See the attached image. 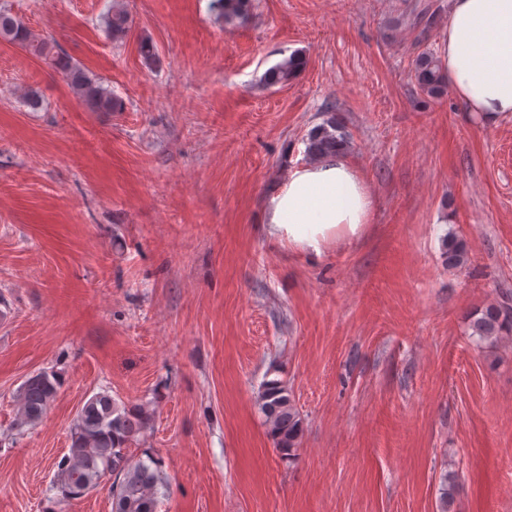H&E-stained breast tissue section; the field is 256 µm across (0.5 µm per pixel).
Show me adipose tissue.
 Returning <instances> with one entry per match:
<instances>
[{"label": "adipose tissue", "instance_id": "1", "mask_svg": "<svg viewBox=\"0 0 512 512\" xmlns=\"http://www.w3.org/2000/svg\"><path fill=\"white\" fill-rule=\"evenodd\" d=\"M441 60L457 99L492 123L512 116V0H452ZM375 198L342 153L294 167L264 202L263 232L322 257L367 233Z\"/></svg>", "mask_w": 512, "mask_h": 512}]
</instances>
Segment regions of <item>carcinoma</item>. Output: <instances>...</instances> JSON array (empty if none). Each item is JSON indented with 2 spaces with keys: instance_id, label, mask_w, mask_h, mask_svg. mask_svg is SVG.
I'll use <instances>...</instances> for the list:
<instances>
[{
  "instance_id": "obj_1",
  "label": "carcinoma",
  "mask_w": 512,
  "mask_h": 512,
  "mask_svg": "<svg viewBox=\"0 0 512 512\" xmlns=\"http://www.w3.org/2000/svg\"><path fill=\"white\" fill-rule=\"evenodd\" d=\"M252 0H212L217 18L226 25L244 24L250 17ZM106 32L113 43L128 36L132 20L124 8L111 7L105 17ZM0 39L17 44L38 57L51 59L61 68L78 101L93 110L119 112L123 102L103 86L96 75L71 62L55 46L32 38L28 29L12 14L0 10ZM306 68L305 57L294 52L269 67L263 74L267 86H285L296 80ZM414 82L430 99L441 98L448 90V74L438 57L429 49L421 51L414 63ZM353 148L351 134L331 115L314 127L307 138L306 157L318 161L336 152ZM448 266L461 269L469 263L466 245L454 235L444 244ZM471 338L478 344L512 340V298L490 303L470 317ZM61 382L57 374L40 371L29 376L16 395L17 426L38 423L55 400ZM259 410L275 448L292 459L302 434V418L288 388L279 380L263 384ZM147 411L127 407L107 392H99L85 401L73 423L70 448L57 464L54 488L62 498L77 500L112 478V512H156L158 487L162 482V462L150 463L128 455L126 448L146 427Z\"/></svg>"
}]
</instances>
